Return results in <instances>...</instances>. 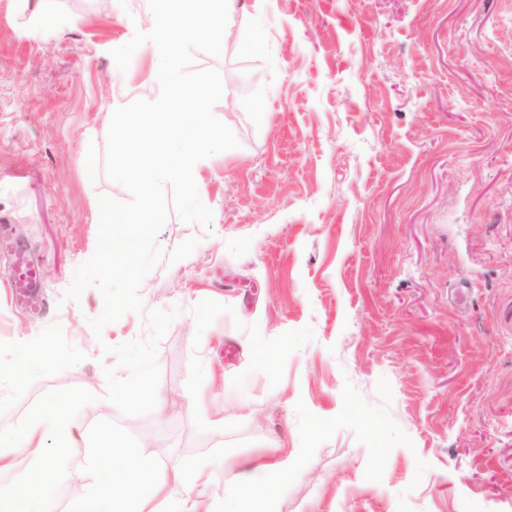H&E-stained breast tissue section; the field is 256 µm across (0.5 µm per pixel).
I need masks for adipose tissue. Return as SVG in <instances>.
Returning a JSON list of instances; mask_svg holds the SVG:
<instances>
[{"mask_svg":"<svg viewBox=\"0 0 512 512\" xmlns=\"http://www.w3.org/2000/svg\"><path fill=\"white\" fill-rule=\"evenodd\" d=\"M64 405L50 402L19 434L0 432V472L13 468L14 449H23L35 463L31 483L0 485V498L16 499L32 507L33 512H50L51 502L45 489L55 479V470L45 456L47 430L58 434L56 454H65L77 446L66 423ZM295 454H282L276 462L263 468L262 476L234 473L225 478L224 512H274L278 484L296 470ZM102 476L80 512H127L130 501H138V512H214L205 502L189 493L175 494L183 481V468H174L169 480L157 477V462L123 437L111 436L96 461Z\"/></svg>","mask_w":512,"mask_h":512,"instance_id":"1","label":"adipose tissue"}]
</instances>
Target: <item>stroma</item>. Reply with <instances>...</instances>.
Here are the masks:
<instances>
[{"instance_id": "stroma-1", "label": "stroma", "mask_w": 512, "mask_h": 512, "mask_svg": "<svg viewBox=\"0 0 512 512\" xmlns=\"http://www.w3.org/2000/svg\"><path fill=\"white\" fill-rule=\"evenodd\" d=\"M0 0V371L54 338L47 363L0 388V429L44 393L96 394L53 458L54 512L100 480L105 440L192 463L224 504V471L280 446L298 468L276 512H512V0H237L214 115L239 145L208 158L210 228L169 213L144 313L94 333L103 299H65L95 252L114 110L152 100L155 60L120 71L148 0ZM260 31L252 43L251 31ZM35 302L16 303V253ZM158 344L165 415L106 401L103 345ZM274 356L264 362L261 351Z\"/></svg>"}]
</instances>
